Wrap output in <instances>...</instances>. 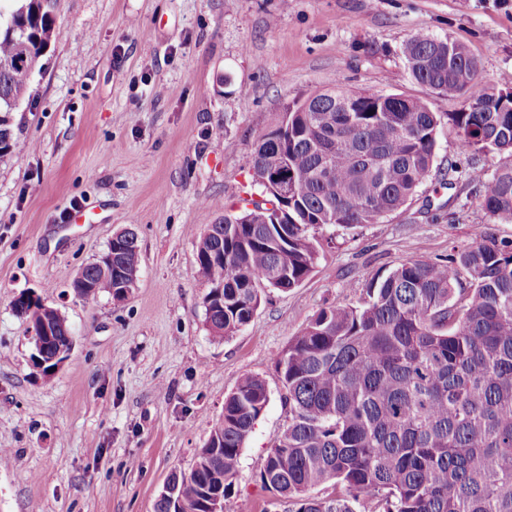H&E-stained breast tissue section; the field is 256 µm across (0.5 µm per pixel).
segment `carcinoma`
<instances>
[{"mask_svg":"<svg viewBox=\"0 0 512 512\" xmlns=\"http://www.w3.org/2000/svg\"><path fill=\"white\" fill-rule=\"evenodd\" d=\"M0 4V140L13 139L11 113L31 97L34 74L54 33L48 0ZM412 77L439 96L468 95L448 114L461 152L506 153L510 160L485 177L465 173L492 219L512 220V94L473 79L476 59L448 36H413L404 48ZM440 117L424 99L338 86L285 107L262 135L245 168L261 199L242 198L208 225L196 254L208 295L210 334L233 336L252 318L266 288L287 290L318 259L312 231L323 225L373 224L413 200L430 177ZM288 170L296 179L279 216L267 212L268 185ZM125 282L138 272L137 235L112 247V270L98 262L79 278L94 303L112 294L114 270ZM17 314L36 330L34 356L48 361L73 332L50 306ZM289 421L260 473L264 486L293 512H512V241L482 230L448 256L410 259L366 288L357 305L321 309L292 338L278 361ZM268 402L265 383L241 380L224 399V422L199 449L192 471L174 480L155 512H211L213 497L231 492L240 449ZM323 484L333 492L308 495Z\"/></svg>","mask_w":512,"mask_h":512,"instance_id":"obj_1","label":"carcinoma"}]
</instances>
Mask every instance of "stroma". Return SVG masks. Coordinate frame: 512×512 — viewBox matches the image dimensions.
I'll use <instances>...</instances> for the list:
<instances>
[{
	"instance_id": "1",
	"label": "stroma",
	"mask_w": 512,
	"mask_h": 512,
	"mask_svg": "<svg viewBox=\"0 0 512 512\" xmlns=\"http://www.w3.org/2000/svg\"><path fill=\"white\" fill-rule=\"evenodd\" d=\"M56 37L0 158V512H154L172 472H190L247 376L268 403L241 451L224 512H289L260 472L288 425L277 362L327 306L359 303L402 262L442 258L476 227L512 239L465 180L446 116L465 98L410 74L406 43L451 37L479 79L512 91V0H51ZM339 85L423 98L442 122L430 177L406 209L374 224L315 228L317 263L295 288L265 289L234 336L204 323L197 244L251 190L254 142L286 104ZM137 233L125 298L86 303L71 287L113 233ZM31 291L74 332L51 377L14 296Z\"/></svg>"
}]
</instances>
